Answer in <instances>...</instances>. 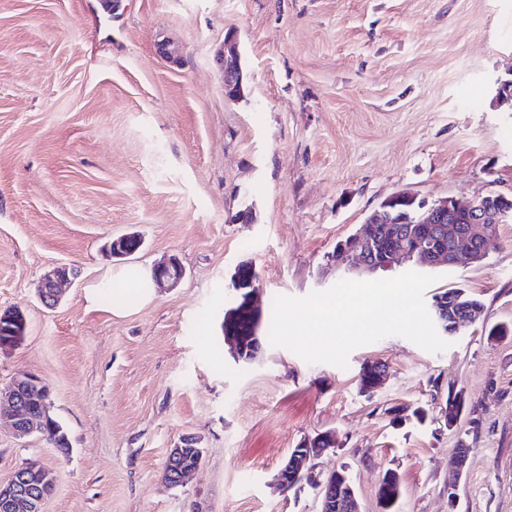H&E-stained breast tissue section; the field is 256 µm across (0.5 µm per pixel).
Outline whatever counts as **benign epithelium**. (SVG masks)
Instances as JSON below:
<instances>
[{"label":"benign epithelium","instance_id":"1","mask_svg":"<svg viewBox=\"0 0 512 512\" xmlns=\"http://www.w3.org/2000/svg\"><path fill=\"white\" fill-rule=\"evenodd\" d=\"M224 79V92L234 95L243 85V73L239 62L233 56H221ZM424 222L436 224L438 228L434 237L419 238L417 246L408 249L396 247L381 258H376L375 247L382 238L401 239L414 235L412 227L400 225L390 215L377 213L370 219V228L363 235H356L343 244L337 251L342 263L352 262V269L360 274H368L381 268L391 269L407 257H417L418 263L424 267H436L444 262L457 263L461 255L471 263L480 264L486 259V250L478 247V243L486 241L498 224H506L512 218L507 210L493 211L472 201L462 204L448 197L432 204H425ZM462 213L467 216L469 225L459 226L448 223V214ZM134 239L133 235H122L112 239V257L127 259L134 252L127 249V242ZM185 275L181 262L173 257L154 269L155 279L177 286ZM71 270L66 265H58L48 271L42 279L40 297H50L58 301V288L69 281ZM473 317L466 314L442 311L441 326L445 333L454 335L460 324L469 322ZM44 389L43 407H48L50 389L41 378L22 374L14 378L9 388L0 390V400L7 401L8 411L0 413V421L5 420L11 426L15 436L25 438L37 431V424L32 420L31 411L21 401L20 392L24 389ZM325 452L323 448L312 447L311 443L296 448L291 458L277 473V484L283 490H289L306 481L320 491L317 500L321 502L320 512H361L355 488L351 480L342 474L331 472L323 475L318 471L316 460ZM43 501L34 505L21 493L17 486V478L0 483V512H39Z\"/></svg>","mask_w":512,"mask_h":512}]
</instances>
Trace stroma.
Instances as JSON below:
<instances>
[{
  "instance_id": "stroma-1",
  "label": "stroma",
  "mask_w": 512,
  "mask_h": 512,
  "mask_svg": "<svg viewBox=\"0 0 512 512\" xmlns=\"http://www.w3.org/2000/svg\"><path fill=\"white\" fill-rule=\"evenodd\" d=\"M233 38L246 98L227 99ZM512 0H0V311L27 319L0 349V389L49 386L61 449L0 427V482L36 461L56 477L43 512H318L306 483L274 479L292 448L334 436L319 471L345 468L363 512L387 471L396 512H512V224L484 264L437 268L481 300L479 321L433 354L400 336L347 368L272 346L246 366L223 345L231 276L253 265L263 302L350 279L336 247L401 192L427 202L512 193ZM143 246L127 261L112 238ZM173 288L115 313L86 292L168 257ZM75 270L60 302L38 289ZM388 365L361 395L364 364ZM463 391L456 426L416 408ZM192 436L200 468L178 487L165 459ZM470 447L456 499L448 478ZM72 277L71 270L67 265H58L48 271L42 279V288L40 290V299L49 296L55 303L58 301V288L62 283L67 282Z\"/></svg>"
}]
</instances>
